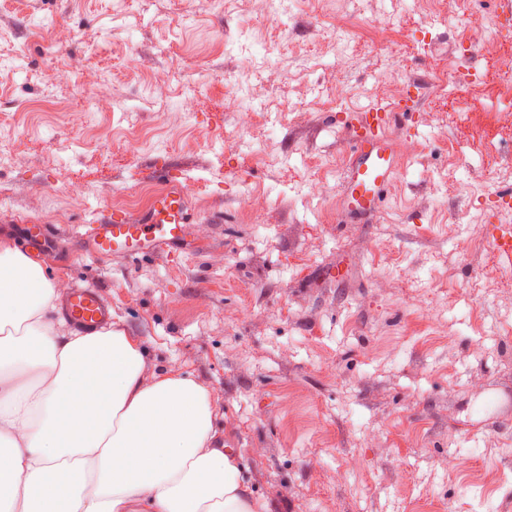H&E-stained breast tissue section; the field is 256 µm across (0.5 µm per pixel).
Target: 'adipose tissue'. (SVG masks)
<instances>
[{"instance_id":"ef3b65f1","label":"adipose tissue","mask_w":512,"mask_h":512,"mask_svg":"<svg viewBox=\"0 0 512 512\" xmlns=\"http://www.w3.org/2000/svg\"><path fill=\"white\" fill-rule=\"evenodd\" d=\"M62 285L0 242V487L11 512H255L211 394L110 324L63 333Z\"/></svg>"}]
</instances>
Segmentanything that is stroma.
<instances>
[{
  "mask_svg": "<svg viewBox=\"0 0 512 512\" xmlns=\"http://www.w3.org/2000/svg\"><path fill=\"white\" fill-rule=\"evenodd\" d=\"M434 4L0 0V239L41 225L31 254L100 290L147 371L209 389L267 512H512V258L488 242L512 178L487 182L512 159V84L451 109L438 83L498 61L500 4L474 0L468 52ZM392 74L426 93L390 131L387 208L349 224L353 117L394 102ZM162 167L187 189L184 251L95 255L87 224L146 207Z\"/></svg>",
  "mask_w": 512,
  "mask_h": 512,
  "instance_id": "stroma-1",
  "label": "stroma"
}]
</instances>
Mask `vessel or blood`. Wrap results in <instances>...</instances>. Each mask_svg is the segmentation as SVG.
<instances>
[{
  "mask_svg": "<svg viewBox=\"0 0 512 512\" xmlns=\"http://www.w3.org/2000/svg\"><path fill=\"white\" fill-rule=\"evenodd\" d=\"M405 112L370 108L361 112L359 129L346 155L345 182L341 202L345 215L355 223L385 209L395 173V150L389 128ZM191 220L183 187L175 181L156 194L138 214L116 211L104 215L87 233L92 249L101 255L137 258L175 247ZM64 312L82 328L100 326L109 319V305L92 285L71 288Z\"/></svg>",
  "mask_w": 512,
  "mask_h": 512,
  "instance_id": "obj_1",
  "label": "vessel or blood"
}]
</instances>
